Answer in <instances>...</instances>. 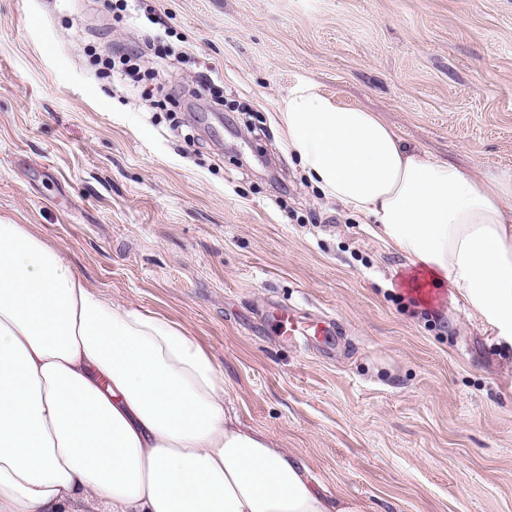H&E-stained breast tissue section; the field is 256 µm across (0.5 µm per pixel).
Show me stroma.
<instances>
[{"instance_id": "obj_1", "label": "stroma", "mask_w": 512, "mask_h": 512, "mask_svg": "<svg viewBox=\"0 0 512 512\" xmlns=\"http://www.w3.org/2000/svg\"><path fill=\"white\" fill-rule=\"evenodd\" d=\"M0 0V220L196 336L241 421L357 512H512V347L324 196L280 116L313 82L408 145L512 172V0ZM143 88L219 74L217 105ZM215 94V95H216ZM292 309L302 339L279 336Z\"/></svg>"}]
</instances>
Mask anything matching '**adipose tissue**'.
Returning <instances> with one entry per match:
<instances>
[{
	"label": "adipose tissue",
	"instance_id": "ef3b65f1",
	"mask_svg": "<svg viewBox=\"0 0 512 512\" xmlns=\"http://www.w3.org/2000/svg\"><path fill=\"white\" fill-rule=\"evenodd\" d=\"M309 181L449 283L512 345V178L409 146L312 84L288 95ZM355 512L243 427L196 337L89 286L23 224L0 221V512Z\"/></svg>",
	"mask_w": 512,
	"mask_h": 512
}]
</instances>
